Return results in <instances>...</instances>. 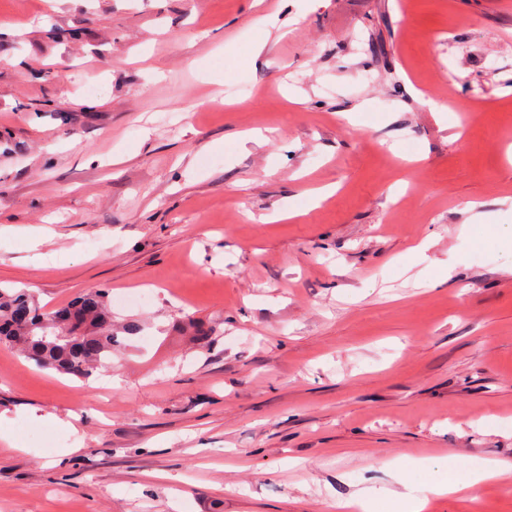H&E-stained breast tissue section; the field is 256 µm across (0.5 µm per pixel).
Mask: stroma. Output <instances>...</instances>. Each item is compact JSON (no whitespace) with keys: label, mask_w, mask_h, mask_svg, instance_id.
Masks as SVG:
<instances>
[{"label":"stroma","mask_w":512,"mask_h":512,"mask_svg":"<svg viewBox=\"0 0 512 512\" xmlns=\"http://www.w3.org/2000/svg\"><path fill=\"white\" fill-rule=\"evenodd\" d=\"M0 285L141 325L0 346V512H512V0H0ZM0 345L39 368L77 378L111 367L120 341L109 290H89L62 308L45 309L24 289L0 288ZM466 471L460 479L455 481L439 482L431 486L430 492L435 495L455 494L463 491L474 493L477 486L490 479L510 478L512 463L486 461L477 469H468L466 463L459 466Z\"/></svg>","instance_id":"1"}]
</instances>
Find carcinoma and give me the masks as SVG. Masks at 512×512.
Returning <instances> with one entry per match:
<instances>
[{"instance_id": "obj_1", "label": "carcinoma", "mask_w": 512, "mask_h": 512, "mask_svg": "<svg viewBox=\"0 0 512 512\" xmlns=\"http://www.w3.org/2000/svg\"><path fill=\"white\" fill-rule=\"evenodd\" d=\"M0 345L42 369L77 378L112 366L120 341L109 290H89L62 308L45 309L24 289L0 288Z\"/></svg>"}]
</instances>
